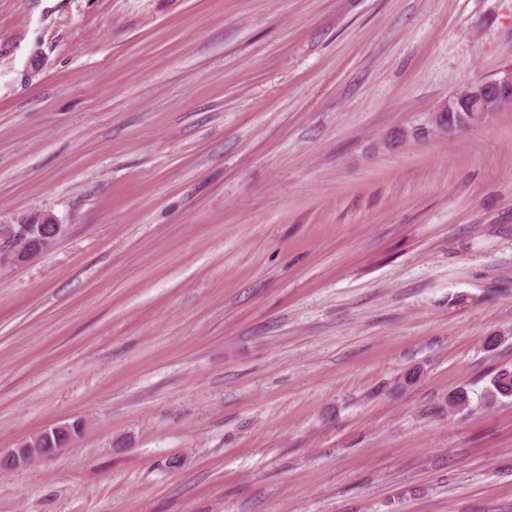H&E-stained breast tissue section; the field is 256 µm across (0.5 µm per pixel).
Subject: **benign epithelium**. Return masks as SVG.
<instances>
[{"label":"benign epithelium","instance_id":"1","mask_svg":"<svg viewBox=\"0 0 512 512\" xmlns=\"http://www.w3.org/2000/svg\"><path fill=\"white\" fill-rule=\"evenodd\" d=\"M465 111L474 112L479 122L494 112L512 109V69L500 78L477 82L457 95ZM65 231L64 225L45 212L19 214L12 221L0 225V267L20 265L38 256L49 239H57ZM53 452L43 447V440L35 437L19 444L3 461L12 468H24L35 460Z\"/></svg>","mask_w":512,"mask_h":512}]
</instances>
